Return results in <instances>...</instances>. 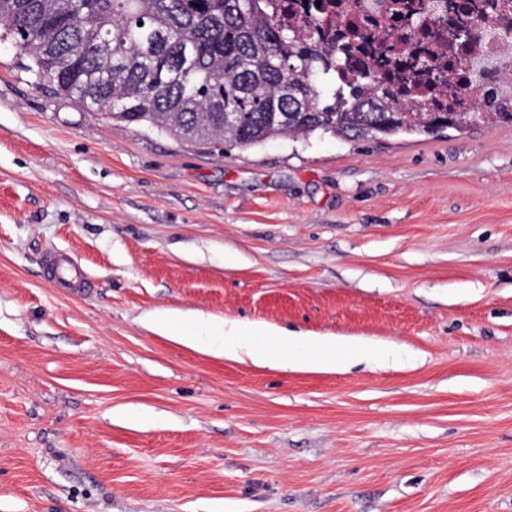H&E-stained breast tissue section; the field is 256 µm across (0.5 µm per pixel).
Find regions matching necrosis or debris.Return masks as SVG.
<instances>
[{
  "label": "necrosis or debris",
  "mask_w": 512,
  "mask_h": 512,
  "mask_svg": "<svg viewBox=\"0 0 512 512\" xmlns=\"http://www.w3.org/2000/svg\"><path fill=\"white\" fill-rule=\"evenodd\" d=\"M476 4L465 20L473 39L464 48L455 46L448 36L451 26L446 0H430L421 19L394 21L391 31L398 46L394 52L384 51L379 40L384 28L376 19L384 0H348L347 6L337 7L336 12L364 32L359 55L371 79H378L390 68L408 67L412 55L437 52L460 61L470 71L469 85L461 92L465 105L484 113L508 112L512 110V83L506 80L512 73V0H476Z\"/></svg>",
  "instance_id": "obj_1"
}]
</instances>
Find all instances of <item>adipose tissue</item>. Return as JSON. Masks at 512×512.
Instances as JSON below:
<instances>
[{
    "mask_svg": "<svg viewBox=\"0 0 512 512\" xmlns=\"http://www.w3.org/2000/svg\"><path fill=\"white\" fill-rule=\"evenodd\" d=\"M209 329L210 353L235 360L247 358L259 366L341 370L369 356L365 345L357 341L309 337L223 319L210 321Z\"/></svg>",
    "mask_w": 512,
    "mask_h": 512,
    "instance_id": "ef3b65f1",
    "label": "adipose tissue"
}]
</instances>
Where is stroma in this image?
Listing matches in <instances>:
<instances>
[{"label": "stroma", "mask_w": 512, "mask_h": 512, "mask_svg": "<svg viewBox=\"0 0 512 512\" xmlns=\"http://www.w3.org/2000/svg\"><path fill=\"white\" fill-rule=\"evenodd\" d=\"M26 65L0 36V512H512V123L191 145ZM162 311L403 356L264 368ZM45 267L52 274L58 288L85 292L90 288L82 266L68 253L54 252L46 257ZM189 321L183 317H167L161 323L162 330L166 336H171L180 343L189 347H196L200 336L189 333Z\"/></svg>", "instance_id": "35a3bbf8"}]
</instances>
